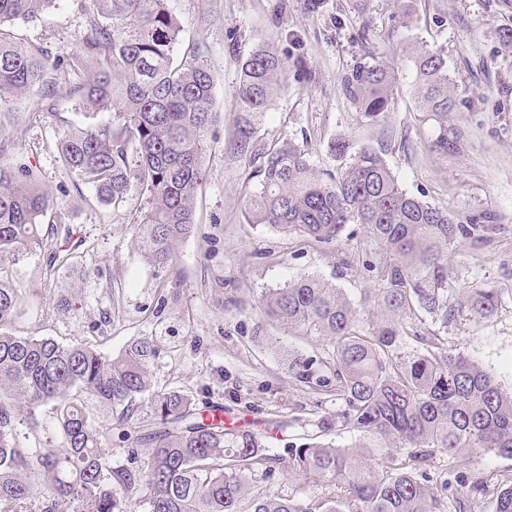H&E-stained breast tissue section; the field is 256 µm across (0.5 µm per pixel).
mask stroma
<instances>
[{"label": "stroma", "mask_w": 512, "mask_h": 512, "mask_svg": "<svg viewBox=\"0 0 512 512\" xmlns=\"http://www.w3.org/2000/svg\"><path fill=\"white\" fill-rule=\"evenodd\" d=\"M185 43L200 44L214 77L218 122L207 137L204 182L195 224L177 247L173 264L158 267L133 243L138 195L120 206L99 204L89 188H75L56 150L62 119L83 124L75 101L58 97L41 107L37 92L7 98L11 126L0 140V160L34 167L54 196L67 232L49 236L35 252L0 257L24 297L11 330L64 344L90 342L119 356L149 336L159 355L151 366L155 390L190 395L197 414L223 406L225 426L260 433L272 455L256 466L253 488L304 499L330 496L334 487L290 473L288 447L321 437L346 446L356 434L342 427L344 406L311 392L288 363L300 355L322 377L326 343L288 335L266 319L260 298L302 273H315L359 299L371 283L357 269L341 268L362 225L328 249H297L292 235L246 223L244 203L254 191L258 153L277 140L304 151L315 167L338 168L328 150L346 139L382 151L410 194L463 216L489 215L498 230L490 244L457 249L455 285L499 289L504 301L489 320L449 323V349L479 362L503 389H512V0H173ZM94 21L81 0H57L40 19L16 24L18 38L52 51L70 49ZM288 54L286 87L273 100L254 140L256 151L234 147L240 68L256 46ZM444 49L460 103L451 124L458 153L429 148L430 129L417 108L413 57L420 46ZM394 73V94L383 119L368 121L345 95L342 79L369 56ZM107 428L113 465L125 464L119 411L84 397ZM512 460L477 453L459 459L434 450L432 483L463 472L495 483Z\"/></svg>", "instance_id": "35a3bbf8"}]
</instances>
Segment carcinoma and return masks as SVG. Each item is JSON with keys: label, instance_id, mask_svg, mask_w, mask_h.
I'll return each mask as SVG.
<instances>
[{"label": "carcinoma", "instance_id": "cac0c4a2", "mask_svg": "<svg viewBox=\"0 0 512 512\" xmlns=\"http://www.w3.org/2000/svg\"><path fill=\"white\" fill-rule=\"evenodd\" d=\"M55 3L0 0V102L36 89L48 109L64 93L88 117L112 113L100 125L66 122L57 142L61 166L102 204L119 206L132 192L144 198L134 243L163 267L192 231L207 136L217 119L207 60L198 46L182 51L171 0H84L97 19L68 52L18 41L15 25ZM413 64L430 148L454 153L459 136L448 115L457 98L447 54L422 47ZM287 69L286 58L268 46L242 62L238 152L253 147ZM343 89L376 123L392 101L391 68L375 59L360 62L343 78ZM329 150L342 162L334 173L314 169L289 141L262 152L245 218L297 235L303 248L333 245L349 224L365 230L352 252L373 288L359 301L308 273L269 289L261 303L288 334L332 347L330 392L344 404L342 425L358 437L347 446L295 444L288 454L295 473L335 486L336 494L297 500L254 490L252 468L272 459L263 436L224 427L219 408L211 409V422L196 421L182 392L153 390L150 366L158 349L148 336L112 358L87 343L15 335L10 326L23 298L0 274V512H130L137 500L147 512H462L463 497L489 492L475 477L433 486L426 469L431 448L450 458L479 450L512 459V391L449 350L442 336L463 314L491 319L502 304L496 288H470L461 298L452 284L457 247L483 242L489 227L407 193L374 148L354 151L350 142L335 140ZM53 208V194L32 167L0 164V255L42 247V219ZM371 250L375 257L363 259ZM371 301L377 314L368 319ZM409 341L415 347L408 353ZM291 371L320 392L310 382L308 360L295 359ZM83 394L123 407L126 420L137 401L150 408L153 429L123 434L135 443L133 461L136 446H148L145 467L111 464ZM47 407L60 447L49 440L20 450L18 428L40 431ZM493 496L494 512H512V473L500 475Z\"/></svg>", "mask_w": 512, "mask_h": 512}]
</instances>
